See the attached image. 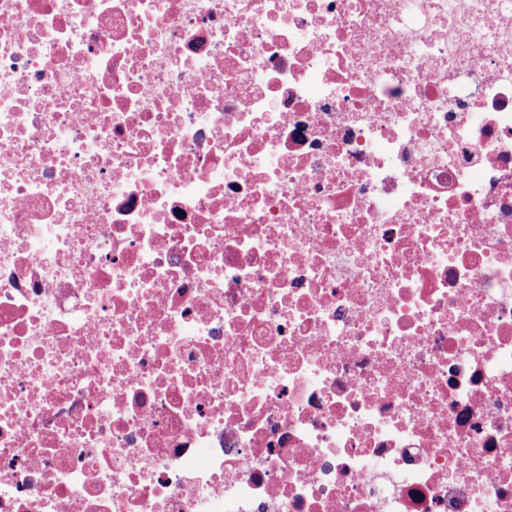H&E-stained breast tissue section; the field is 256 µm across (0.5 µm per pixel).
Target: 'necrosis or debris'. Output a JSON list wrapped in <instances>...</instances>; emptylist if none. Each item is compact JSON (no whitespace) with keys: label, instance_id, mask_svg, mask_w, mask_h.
I'll use <instances>...</instances> for the list:
<instances>
[{"label":"necrosis or debris","instance_id":"obj_1","mask_svg":"<svg viewBox=\"0 0 512 512\" xmlns=\"http://www.w3.org/2000/svg\"><path fill=\"white\" fill-rule=\"evenodd\" d=\"M0 512H512V0H0Z\"/></svg>","mask_w":512,"mask_h":512}]
</instances>
